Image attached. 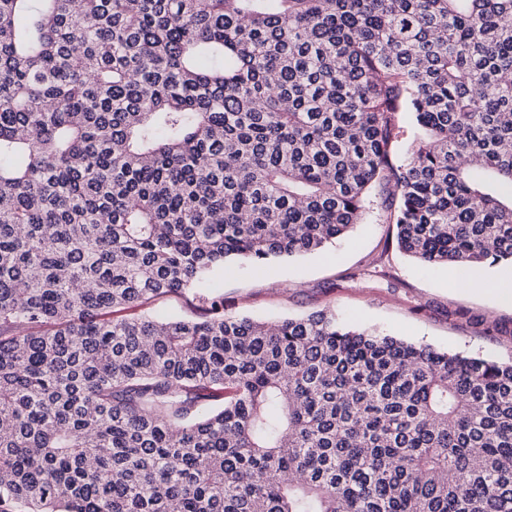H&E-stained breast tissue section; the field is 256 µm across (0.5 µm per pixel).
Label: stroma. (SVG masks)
Segmentation results:
<instances>
[{
    "mask_svg": "<svg viewBox=\"0 0 512 512\" xmlns=\"http://www.w3.org/2000/svg\"><path fill=\"white\" fill-rule=\"evenodd\" d=\"M388 206L374 191L362 223L321 252L230 264L216 277L225 315L274 322L330 310L343 323L439 350L512 360V306L480 286L512 265L461 270L404 255Z\"/></svg>",
    "mask_w": 512,
    "mask_h": 512,
    "instance_id": "stroma-1",
    "label": "stroma"
}]
</instances>
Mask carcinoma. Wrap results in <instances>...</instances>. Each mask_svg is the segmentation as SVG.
Returning <instances> with one entry per match:
<instances>
[{
	"label": "carcinoma",
	"mask_w": 512,
	"mask_h": 512,
	"mask_svg": "<svg viewBox=\"0 0 512 512\" xmlns=\"http://www.w3.org/2000/svg\"><path fill=\"white\" fill-rule=\"evenodd\" d=\"M509 74L512 0H0V512H512V361L112 318L376 184L408 256L512 263Z\"/></svg>",
	"instance_id": "carcinoma-1"
}]
</instances>
